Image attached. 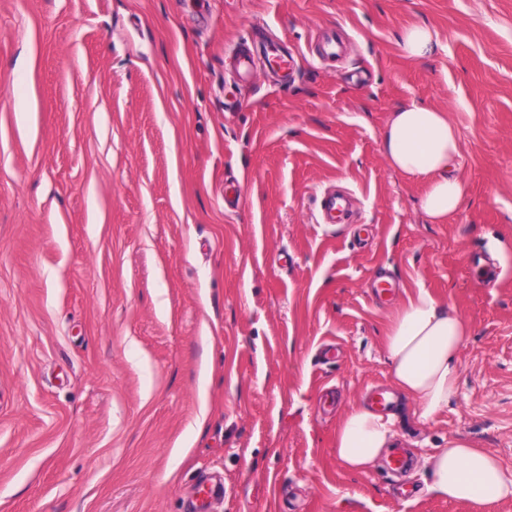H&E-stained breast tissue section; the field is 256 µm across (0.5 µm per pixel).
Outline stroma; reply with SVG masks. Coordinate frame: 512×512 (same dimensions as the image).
Returning <instances> with one entry per match:
<instances>
[{"instance_id":"1","label":"stroma","mask_w":512,"mask_h":512,"mask_svg":"<svg viewBox=\"0 0 512 512\" xmlns=\"http://www.w3.org/2000/svg\"><path fill=\"white\" fill-rule=\"evenodd\" d=\"M258 30L293 68L243 82ZM411 101L460 131L443 224L383 156ZM421 285L471 329L457 394L429 423L396 395L408 469L348 471ZM457 439L512 469V0H0V512H476L428 489ZM398 45L406 57L424 58L434 52L437 35L427 24H410L401 30ZM225 63L227 67L235 69L241 76L248 77L253 63L249 50L238 45L229 49L226 54ZM349 200L346 197L334 196L324 192L320 200V218L323 224H341L344 213L349 208Z\"/></svg>"}]
</instances>
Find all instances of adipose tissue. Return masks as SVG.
<instances>
[{
	"label": "adipose tissue",
	"mask_w": 512,
	"mask_h": 512,
	"mask_svg": "<svg viewBox=\"0 0 512 512\" xmlns=\"http://www.w3.org/2000/svg\"><path fill=\"white\" fill-rule=\"evenodd\" d=\"M389 166L423 186L421 209L445 223L468 188L458 172L461 136L446 112L411 102L391 113L382 130ZM470 334L465 319L425 287L403 298L388 320L384 349L395 388L415 402L419 418L431 422L448 409L457 392L460 358ZM392 437L390 416L351 406L336 429V456L346 467L372 465ZM432 492L477 507L512 497V470L463 439L429 458Z\"/></svg>",
	"instance_id": "1"
}]
</instances>
